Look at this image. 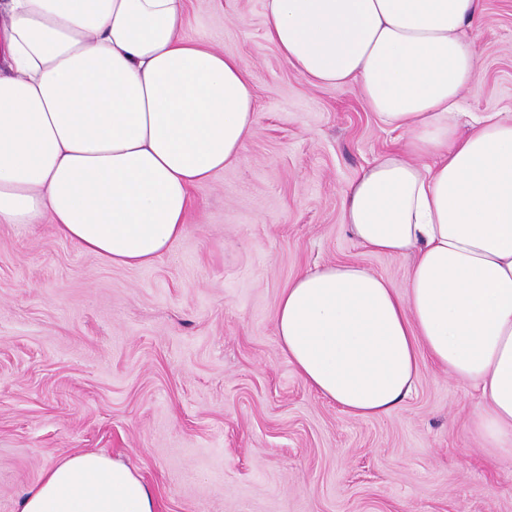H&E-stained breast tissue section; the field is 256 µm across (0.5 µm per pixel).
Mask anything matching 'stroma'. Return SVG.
I'll return each instance as SVG.
<instances>
[{
  "instance_id": "obj_1",
  "label": "stroma",
  "mask_w": 512,
  "mask_h": 512,
  "mask_svg": "<svg viewBox=\"0 0 512 512\" xmlns=\"http://www.w3.org/2000/svg\"><path fill=\"white\" fill-rule=\"evenodd\" d=\"M189 35L242 59L257 124L193 191L190 222L145 268L112 265L52 224H0V512L79 452L123 460L158 512H512V459L467 423L477 399L421 358L392 413L355 419L311 389L276 335L279 296L366 251L344 191L403 133L354 85L315 86L268 39L262 0H187ZM467 112L512 114V0H483Z\"/></svg>"
}]
</instances>
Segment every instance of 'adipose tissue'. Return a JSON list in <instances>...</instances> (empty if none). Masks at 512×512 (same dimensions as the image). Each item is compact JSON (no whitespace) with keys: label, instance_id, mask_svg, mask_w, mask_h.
<instances>
[{"label":"adipose tissue","instance_id":"obj_1","mask_svg":"<svg viewBox=\"0 0 512 512\" xmlns=\"http://www.w3.org/2000/svg\"><path fill=\"white\" fill-rule=\"evenodd\" d=\"M267 34L316 85L356 84L402 149L343 196L397 287L356 264L297 276L275 308L303 381L351 417L392 412L429 357L476 390L467 430L512 458V117L457 125L479 71L481 0H263ZM186 0H6L0 7V224H52L80 249L147 267L182 236L192 191L256 125L241 59L187 37ZM124 461L73 454L20 512H156Z\"/></svg>","mask_w":512,"mask_h":512}]
</instances>
